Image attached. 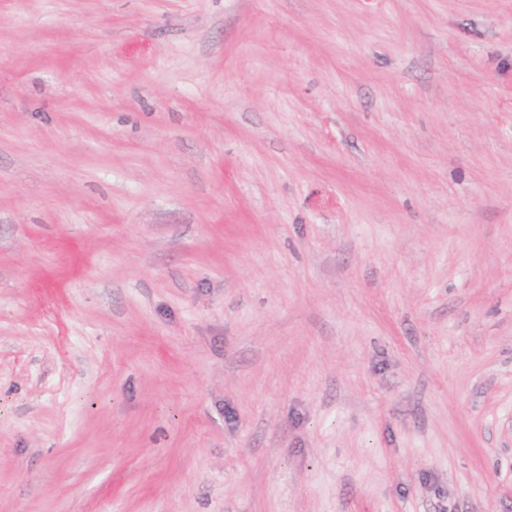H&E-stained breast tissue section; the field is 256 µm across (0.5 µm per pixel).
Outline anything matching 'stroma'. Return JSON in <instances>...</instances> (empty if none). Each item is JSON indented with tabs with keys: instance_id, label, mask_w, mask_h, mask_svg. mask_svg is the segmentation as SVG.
Listing matches in <instances>:
<instances>
[{
	"instance_id": "1",
	"label": "stroma",
	"mask_w": 512,
	"mask_h": 512,
	"mask_svg": "<svg viewBox=\"0 0 512 512\" xmlns=\"http://www.w3.org/2000/svg\"><path fill=\"white\" fill-rule=\"evenodd\" d=\"M0 512H512V0H0Z\"/></svg>"
}]
</instances>
